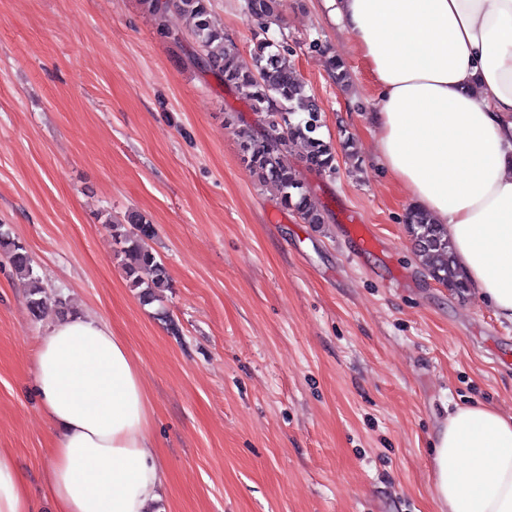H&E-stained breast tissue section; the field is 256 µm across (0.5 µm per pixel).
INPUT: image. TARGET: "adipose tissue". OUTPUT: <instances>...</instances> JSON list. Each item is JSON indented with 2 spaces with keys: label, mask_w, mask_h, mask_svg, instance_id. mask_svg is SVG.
I'll return each instance as SVG.
<instances>
[{
  "label": "adipose tissue",
  "mask_w": 512,
  "mask_h": 512,
  "mask_svg": "<svg viewBox=\"0 0 512 512\" xmlns=\"http://www.w3.org/2000/svg\"><path fill=\"white\" fill-rule=\"evenodd\" d=\"M373 78L381 166L448 235L477 296L512 323V0H324ZM54 430V512H155L168 483L125 341L91 314L55 319L33 350ZM436 512H512V417L449 411L434 444ZM0 512H31L0 448Z\"/></svg>",
  "instance_id": "ef3b65f1"
}]
</instances>
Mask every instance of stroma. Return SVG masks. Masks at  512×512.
Returning <instances> with one entry per match:
<instances>
[{
	"label": "stroma",
	"mask_w": 512,
	"mask_h": 512,
	"mask_svg": "<svg viewBox=\"0 0 512 512\" xmlns=\"http://www.w3.org/2000/svg\"><path fill=\"white\" fill-rule=\"evenodd\" d=\"M240 59L258 31L245 0H211ZM143 0H0V224L47 296L108 322L141 369L169 473L164 512H433L430 456L448 408L512 414V324L429 277L410 203L375 155L373 83L322 0H282L270 34L322 110L336 172L286 163L329 215L302 223L240 162L228 117L244 90L194 68ZM321 40L348 73L338 86ZM145 215L172 286L146 304L105 219ZM376 244L359 249L352 222ZM34 320L0 256V448L33 512L51 428L33 392Z\"/></svg>",
	"instance_id": "obj_1"
}]
</instances>
